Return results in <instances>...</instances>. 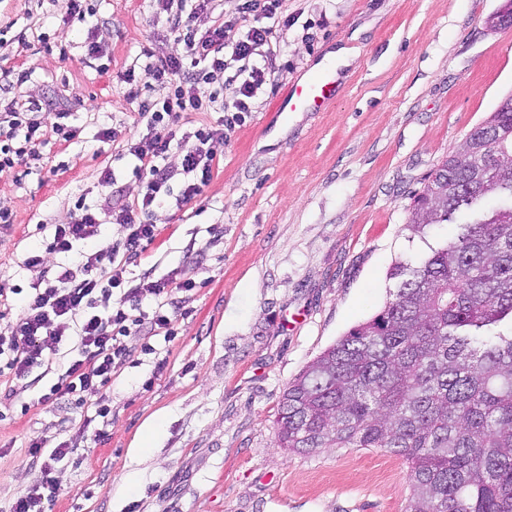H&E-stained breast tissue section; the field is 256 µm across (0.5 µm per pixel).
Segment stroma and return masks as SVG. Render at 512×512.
Returning <instances> with one entry per match:
<instances>
[{
	"instance_id": "stroma-1",
	"label": "stroma",
	"mask_w": 512,
	"mask_h": 512,
	"mask_svg": "<svg viewBox=\"0 0 512 512\" xmlns=\"http://www.w3.org/2000/svg\"><path fill=\"white\" fill-rule=\"evenodd\" d=\"M0 0V87L19 102L66 105L79 136L48 144L0 178V311L7 333L40 271L43 225L67 224L78 196L98 205L111 250L124 236L108 205L141 187L122 150L143 133L125 72L142 50L176 52L155 0ZM506 0H285L295 22L272 40L276 86H263L245 124L213 142L217 166L200 195L168 202L160 234L129 279H193L177 295L175 336L131 331L127 356L97 397L102 434L80 431L74 404L48 399L59 364L0 405V512L38 478L30 440H69L45 512H403L407 463L382 448L288 453L276 442L281 397L307 364L389 299L398 260H419L457 232L406 230L412 194L428 173L512 94V27L486 18ZM95 44L97 55L87 53ZM345 91L322 112L279 117L289 82L337 51ZM29 70L23 84L14 71ZM119 132L99 141L102 129ZM116 182L104 187L101 174ZM166 360L161 376L156 362ZM149 450H133L140 438Z\"/></svg>"
}]
</instances>
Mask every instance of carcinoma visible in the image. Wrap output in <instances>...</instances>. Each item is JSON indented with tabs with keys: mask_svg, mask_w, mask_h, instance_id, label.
I'll return each mask as SVG.
<instances>
[{
	"mask_svg": "<svg viewBox=\"0 0 512 512\" xmlns=\"http://www.w3.org/2000/svg\"><path fill=\"white\" fill-rule=\"evenodd\" d=\"M413 195L406 228L470 221L398 261L383 309L290 383L278 447L385 448L408 464L405 512H512V111L497 108Z\"/></svg>",
	"mask_w": 512,
	"mask_h": 512,
	"instance_id": "1",
	"label": "carcinoma"
}]
</instances>
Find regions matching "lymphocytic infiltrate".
Returning <instances> with one entry per match:
<instances>
[{
	"label": "lymphocytic infiltrate",
	"instance_id": "obj_1",
	"mask_svg": "<svg viewBox=\"0 0 512 512\" xmlns=\"http://www.w3.org/2000/svg\"><path fill=\"white\" fill-rule=\"evenodd\" d=\"M283 2L239 0L237 17L202 32L183 15L207 10L213 0H160L169 32L183 51L159 56L144 50L146 63L141 74L153 81L159 95L142 101L136 90L127 94L128 99L138 100L146 132L129 140L126 149L136 161L133 175L143 193L133 205L111 213L113 223L125 231L124 256L119 259L111 252H86L78 263L61 265L54 277L38 278L10 334L0 336V376L9 375L17 387H24L34 368L53 361L60 344H70L75 355L63 362L49 396L83 406L111 381L115 360L126 354L122 338L131 329L161 330L173 336L175 296L193 290V281L143 277L132 285L127 268L141 258L158 234L157 225L150 220L154 208L172 197L185 203L200 195L215 166L210 142L226 138L240 126L244 114L251 112L258 90L271 76L268 61L274 28L290 23ZM242 21L247 24L243 30L238 27ZM230 69L241 83L228 103L224 100V73ZM42 110L40 103L33 101L23 108L13 100L0 113V177L10 175L21 158L40 160L43 122H50L60 141L78 137L70 112L56 111L44 120ZM185 112H215L219 119L216 124L182 133L177 124ZM174 152L183 157L184 180L178 188L171 183L174 172L166 163ZM100 226L96 207L77 198L71 223L53 225L42 240L43 254L29 256L26 267H41L48 255L70 253L76 243L97 236ZM146 302L152 305V312L143 311ZM28 452L38 464L40 476L8 512H45L44 501L56 490L53 472L72 447L63 441L50 448L34 440Z\"/></svg>",
	"mask_w": 512,
	"mask_h": 512
}]
</instances>
